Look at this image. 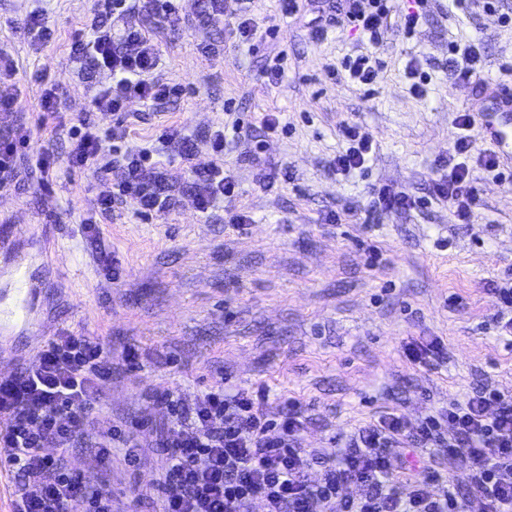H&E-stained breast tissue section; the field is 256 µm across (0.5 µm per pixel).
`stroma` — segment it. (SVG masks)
<instances>
[{
  "instance_id": "obj_1",
  "label": "stroma",
  "mask_w": 512,
  "mask_h": 512,
  "mask_svg": "<svg viewBox=\"0 0 512 512\" xmlns=\"http://www.w3.org/2000/svg\"><path fill=\"white\" fill-rule=\"evenodd\" d=\"M204 5L184 0L187 26L160 38L158 73L178 94L160 106L133 99L126 107L122 146L157 148L170 207L146 216L124 203L103 215L93 204L117 177L92 165L68 169L61 128L87 118L104 153L115 145V116L91 103L112 76L70 55L79 32L110 17L97 0H44L52 38L36 49L24 32L29 0H0V45L13 54L21 89L15 111L0 114V135L20 123L28 153L55 143L48 184L23 174L0 189V373L31 365L63 331L111 348L112 379L98 410L144 450L131 468L123 449H113L103 473L85 444L69 467L83 480L107 481L114 512L159 510L158 501H133L167 465L158 443L171 413L155 401L159 391L189 409L220 382L265 388L270 415L298 402L303 447L330 452L390 413L436 416L482 386L512 397V334L493 293L512 278V172L500 178L478 152L461 156L479 197L463 222L434 188L448 173L457 113L470 111L487 80L512 86V23L501 21L512 0L495 12L485 0L462 8L426 0L409 37L399 19L415 0H391L383 65L368 85L343 68L368 40L322 26L313 0H298L292 16L279 0H253L255 35L244 42L224 23L200 26ZM452 41L479 46L470 81L448 65ZM207 44L214 53H203ZM276 66L284 73L274 83ZM47 84L61 92L59 112L39 109ZM268 117L275 131L265 129ZM237 122L246 139L234 140ZM347 122L371 135L373 149L362 168L341 174L332 163L348 147ZM165 127L199 141L224 131V173L236 183L230 203L250 223H225L221 198L198 209L195 174L213 158L204 149L189 161L173 155L158 141ZM383 184L407 193L412 208L372 210ZM433 340L439 357L406 358L407 346Z\"/></svg>"
}]
</instances>
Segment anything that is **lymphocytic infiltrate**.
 I'll return each mask as SVG.
<instances>
[{
    "mask_svg": "<svg viewBox=\"0 0 512 512\" xmlns=\"http://www.w3.org/2000/svg\"><path fill=\"white\" fill-rule=\"evenodd\" d=\"M107 14L123 19L120 38L96 30L71 47L74 60L93 59L109 70L112 83L94 98L100 112L123 113L130 99L161 103L177 89L159 79L156 32L179 30L181 0H103ZM335 21L368 35L378 44L387 23V0H337ZM68 165L80 169L94 163L100 172L120 168L114 193L98 197L101 213L130 203L138 212L162 211L159 178L149 148L102 155L95 124L80 121L70 127ZM223 130L206 142L217 163L198 173L197 206L208 211L218 197L235 193L224 174ZM437 194L448 200L458 220H467L478 201V190L465 165L450 166L437 183ZM112 377V351L98 337L64 333L47 342L31 366L0 380V467L13 474V512H113L106 486L84 484L69 469L71 449L87 439L85 424L96 418L102 385ZM174 417L171 434L161 443L167 469L152 493L162 512H249L253 501L266 512H463L455 486L440 496L416 480L409 496L400 492L407 471L400 448L447 445L456 467L485 501L484 512H512V399L495 390L478 389L464 402L449 404L443 418L416 423L389 415L361 427L350 436L348 449L329 462L317 449L300 442L304 420L297 403L281 408L270 419L263 391L240 390L225 395L217 385L204 392L189 410L169 402ZM98 420L96 462L108 468L112 443L120 441L128 466H135L142 445L132 435L120 436L109 419ZM53 444L55 454L43 451ZM323 464L319 481L305 468ZM363 487L360 498L342 495L345 485Z\"/></svg>",
    "mask_w": 512,
    "mask_h": 512,
    "instance_id": "1",
    "label": "lymphocytic infiltrate"
}]
</instances>
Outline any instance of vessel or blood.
<instances>
[{
    "label": "vessel or blood",
    "mask_w": 512,
    "mask_h": 512,
    "mask_svg": "<svg viewBox=\"0 0 512 512\" xmlns=\"http://www.w3.org/2000/svg\"><path fill=\"white\" fill-rule=\"evenodd\" d=\"M482 141L490 143L500 165L512 170V88L499 86L474 107Z\"/></svg>",
    "instance_id": "1"
}]
</instances>
